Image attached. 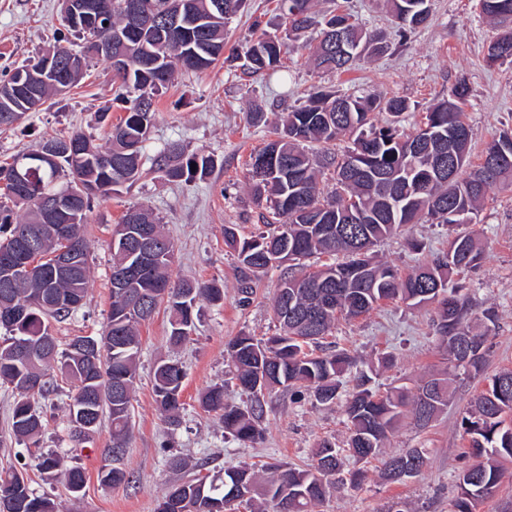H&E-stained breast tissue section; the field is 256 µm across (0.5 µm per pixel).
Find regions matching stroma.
<instances>
[{"instance_id":"1","label":"stroma","mask_w":512,"mask_h":512,"mask_svg":"<svg viewBox=\"0 0 512 512\" xmlns=\"http://www.w3.org/2000/svg\"><path fill=\"white\" fill-rule=\"evenodd\" d=\"M347 7L359 23L388 44V52L364 58L344 73H321L311 65L315 46L303 37L298 50L282 58L278 73L268 77L244 73L240 55L252 36L254 21H261L267 31H279L277 0H247L224 31L223 55L204 71L176 70L171 82L155 93V116L145 144L141 179L118 187L111 196L92 199L87 297L79 310L55 323L60 344L102 332L110 308L112 227L133 206L148 207L174 240L171 278L216 284L224 290V301L201 305L190 340L175 352L167 343L170 314L166 308H158L141 324L132 430L124 459L133 475L131 483L106 486L98 478L106 463L109 422H102L89 442L77 445L70 441V386L58 369H50L53 389L41 401L45 426L39 449L55 452L65 464L85 470L86 485L76 497L62 482L41 474L33 454L17 458L18 447L8 438L13 397L10 389L0 386V437L6 439L0 447V468L24 466L32 489L54 500L57 512H156L169 486L183 477L182 471L170 465L175 457L186 459L191 472L211 475L247 463L306 467L312 464L313 450L321 440L339 444L346 440L342 402L322 405L304 390L265 394V439L254 446L225 434L218 418L199 403L203 391L220 383L228 402L246 404V396L230 380L225 345L243 332L257 337L275 334L273 303L281 279L289 272L284 264L258 274L253 279L256 295L252 303L240 306L239 263L224 246V227L238 225L240 233L248 236L264 229L269 217L265 207L250 197L251 153L269 139L286 109L305 104L308 93L317 87L340 94L368 90L406 99L413 110L400 130L409 135L427 108L446 97L458 80H465L470 93L463 109L472 131L470 161L474 164L494 134L512 129V64L488 63V46L497 29L481 14L478 0H433L430 24L405 42L392 21L387 0H348ZM60 9L61 0H0V73L57 45L64 32ZM115 90L110 63L92 59L78 86L28 113L18 127L0 132V163L41 140L74 130L106 145L109 124L125 114V104L116 99ZM105 106L110 112L103 121L99 114ZM256 110L265 114L257 124L249 119ZM173 143L189 154L212 155L214 171L201 181L169 182L156 162ZM468 230L479 240L483 258L476 268L452 274L451 281L462 286L478 310L491 309L496 314L483 374L455 378L447 411L427 428L406 419L390 434L387 453L426 450L428 464L418 476L388 483L380 476L378 462H371L365 465L360 484L334 490L320 512H383L395 501L405 502L409 512H451L458 473L464 465L460 453L467 443L460 426L461 411L484 389L487 376L512 369V186H494L479 223L469 225ZM412 239L421 242V250L409 247ZM447 246L446 226L411 224L377 244L373 253L377 260L405 273ZM435 318L431 304L409 307L384 302L357 319L337 323L328 340L349 350L377 388H410L440 366ZM171 356L180 359L186 373L184 410L176 427L164 421L152 389L154 366ZM383 356L388 359L384 365L379 362Z\"/></svg>"}]
</instances>
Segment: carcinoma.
<instances>
[{
  "instance_id": "cac0c4a2",
  "label": "carcinoma",
  "mask_w": 512,
  "mask_h": 512,
  "mask_svg": "<svg viewBox=\"0 0 512 512\" xmlns=\"http://www.w3.org/2000/svg\"><path fill=\"white\" fill-rule=\"evenodd\" d=\"M112 6L113 53L129 58L131 67L114 72L119 91L129 103L126 116L111 125V145L103 149L82 131L56 137L15 154L0 165L3 195L12 206L0 204V262L16 255L21 235L41 240L46 251L74 246L81 266L67 277L45 275L40 279H17L10 288L0 287V382L16 390L11 412L10 434L18 443L38 447L44 428L40 399L50 389L47 371L59 363L66 381L74 386L70 405L89 410L92 431H97L103 413L111 424L110 445L104 449L109 464L98 473L100 482L115 486L130 482L121 466L131 431L132 392L140 349L138 326L151 318L164 302L171 313L168 342L178 347L186 342L203 303L218 304L223 289L212 283L184 279L173 281L168 268L174 243L144 208H130L119 226L124 232L112 237V268L129 265V241L141 230L155 233L160 251L150 266L133 275L122 288L111 289L110 310L101 336H76L63 350L53 335L52 322L71 316L81 306L88 284V247L85 238L90 200L67 212L51 234L37 205L44 194H66L81 183L101 188L100 197L114 187L133 182L141 174L144 143L154 118L153 95L173 78L175 68L190 71L209 68L224 54V27L244 8L246 0H180L183 30L168 32L160 27L131 28L126 21L127 0H109ZM285 18L284 34L266 31L249 41L243 66L251 73L275 70L281 56L295 50L301 34L318 29L314 52L317 68L341 73L365 56H380L389 45L369 35L357 23L349 25L350 47L336 54L338 19L351 13L338 6L317 21L314 0H279ZM400 37L405 39L425 26L432 15V0H391ZM487 3L485 16L497 27L512 23V0H479ZM66 34L84 41L79 54L56 45L60 63L78 60L68 76L74 86L89 61L97 56L94 33L76 23L63 21ZM58 78L31 87L28 93L0 102V128L18 126L25 119L31 99L40 104L59 94ZM469 95L464 81L448 91V97L431 107L416 132H399L400 118L410 110L408 101L378 93L343 94L317 90L309 103L288 111L282 128L251 157V192L257 204H265L279 225L268 232L240 237L233 226L224 228V245L237 255L242 269L239 303H250V275L273 267L271 260L283 251L288 260L299 261L314 254L344 252L343 263L323 264L310 272L285 278L274 302L280 333L257 339L242 333L226 347L241 391L250 398L247 406L224 402V386L212 385L200 397V406L224 424V432L243 443H259L265 437L261 397L276 388H303L316 402L330 404L339 397L340 377L356 365L343 351L316 352L315 340L325 336L340 318H356L385 301L410 306L435 303L434 324L439 348L449 367L479 374L494 314L473 316L471 301L460 288L448 287L449 275L476 267L482 251L470 234L451 233L448 250L408 275L374 260L372 248L405 224L431 222L453 228L464 213L477 219L489 190L512 184V131L503 130L482 151V158L500 154L502 165L495 177L482 175L484 163L470 164L471 134L463 118ZM384 114L383 123L374 114ZM352 146L342 155L331 151L340 137ZM66 140L75 141V152L60 153L56 162L28 174V193L20 195L13 173L20 160L34 152L52 149ZM158 166L168 180L192 182L206 178L215 167L213 156L186 155L171 146L160 156ZM333 170L336 190L322 195L318 177ZM24 209L17 216L13 208ZM31 350L28 359L11 355L18 341ZM42 378L40 388L29 394L18 392L30 377ZM182 366L164 361L154 370L153 392L161 414L171 426L179 425ZM448 372L432 377L413 389L398 388L385 395L371 386L363 373L355 391L345 402L350 431L346 447L324 440L315 449V463L300 469L286 463L261 469L252 465L231 466L212 478L193 477L170 486L157 512H317L335 485V476L345 462H366L383 454L388 435L405 417L421 427L448 408ZM512 370L494 374L488 386L466 408L461 427L468 437L464 457L472 460L458 474V492L452 512H476L483 501L481 491L497 490L504 477V462L512 461ZM413 457L417 471L427 464L420 448H409L383 460L381 478L394 483L392 466ZM38 466L60 478L70 493L85 486L83 469L67 466L53 453H41ZM12 502L13 512H56L54 501L33 492L26 474L15 468L0 473V499Z\"/></svg>"
}]
</instances>
